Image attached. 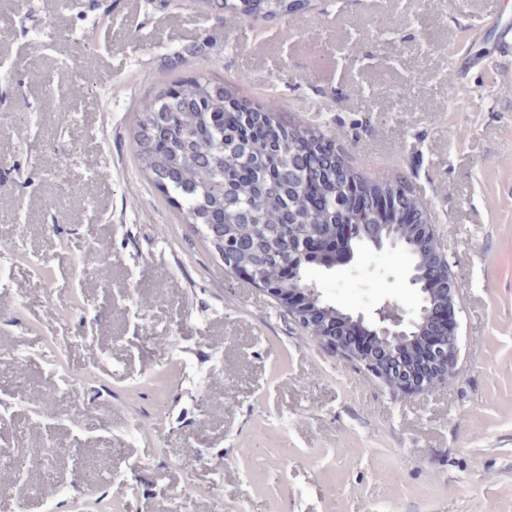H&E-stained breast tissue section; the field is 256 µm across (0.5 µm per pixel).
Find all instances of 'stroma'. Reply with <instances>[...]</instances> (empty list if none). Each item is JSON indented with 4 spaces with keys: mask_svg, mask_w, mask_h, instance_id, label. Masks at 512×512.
<instances>
[{
    "mask_svg": "<svg viewBox=\"0 0 512 512\" xmlns=\"http://www.w3.org/2000/svg\"><path fill=\"white\" fill-rule=\"evenodd\" d=\"M493 16L512 0H314L283 24L0 0V448L58 451L0 472V512H512V61L458 62ZM200 71L409 181L462 291L455 375L393 389L177 222L133 132ZM408 264L364 248L311 277L344 309L411 311Z\"/></svg>",
    "mask_w": 512,
    "mask_h": 512,
    "instance_id": "obj_1",
    "label": "stroma"
}]
</instances>
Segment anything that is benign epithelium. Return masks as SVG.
Segmentation results:
<instances>
[{"mask_svg": "<svg viewBox=\"0 0 512 512\" xmlns=\"http://www.w3.org/2000/svg\"><path fill=\"white\" fill-rule=\"evenodd\" d=\"M413 220L410 238L396 234L390 225H336V237H349L352 242L376 251L388 246L428 243L425 251L439 269V287H420L421 276L431 266L422 260L418 249H413L415 260L407 279L420 297V306L410 318L398 305L385 301L368 314L345 311L333 320L326 315L330 304L313 281L301 288L285 290L274 284L263 285L261 289L275 297L288 315L332 354L359 363L367 373L399 391L428 392L456 372L457 324L447 316L460 308L461 295L449 263L435 243L427 210H415ZM417 347L428 349V370L424 374L407 354Z\"/></svg>", "mask_w": 512, "mask_h": 512, "instance_id": "obj_1", "label": "benign epithelium"}]
</instances>
